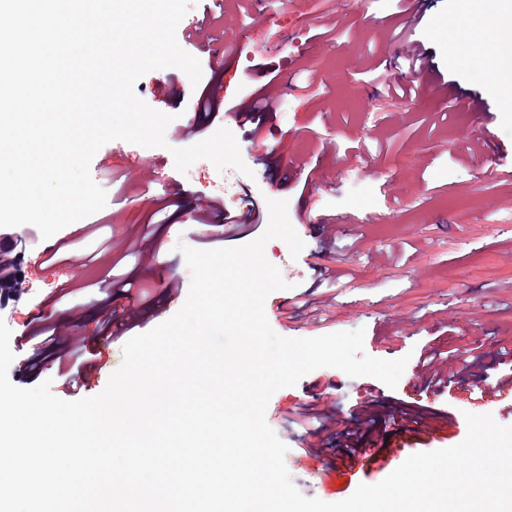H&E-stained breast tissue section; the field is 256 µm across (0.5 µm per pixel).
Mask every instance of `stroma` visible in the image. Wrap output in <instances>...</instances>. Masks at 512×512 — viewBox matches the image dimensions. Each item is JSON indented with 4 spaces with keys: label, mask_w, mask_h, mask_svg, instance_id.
<instances>
[{
    "label": "stroma",
    "mask_w": 512,
    "mask_h": 512,
    "mask_svg": "<svg viewBox=\"0 0 512 512\" xmlns=\"http://www.w3.org/2000/svg\"><path fill=\"white\" fill-rule=\"evenodd\" d=\"M422 2L420 20L411 23L391 0H197L182 23L204 21L210 44L186 51L210 61L201 80L213 82L216 110L196 111L201 90L180 69L155 70L135 83L141 100L172 115L167 144L104 145L91 175L106 192L105 207L47 243L12 249L28 291L0 306L15 355L11 382L31 388L47 380L56 389L65 380L54 366L39 375L21 369L35 349L22 338L23 326L39 314L52 326L70 323L72 335L92 343L102 371L88 393H101L126 343L108 336L104 323L121 321L127 300L117 287L100 290L98 281L136 279L152 267L147 316L133 332L173 316L184 301L170 298L167 278L185 289L191 281L180 246L236 247L265 231L249 224L228 234L217 221L193 220V207L217 197V182L227 180L235 195L225 212L250 200L287 201L304 242L296 256L280 239L264 248L289 284L264 306L277 334L312 338L361 328L365 354L409 359L393 389L324 367L271 396L266 421L273 430L321 443L302 423L314 405L334 407L341 428L353 432L348 442L327 438L317 457L288 449L285 464L303 496L339 502L387 477L370 463L348 469V447L379 454L422 422L450 418L455 428L425 449L450 448L464 440L468 412L512 425V399L484 408L469 399L468 382L436 386L415 361L426 350L456 349L477 358L475 373L487 385L512 379V364L500 357L512 351V80L493 67L469 69L474 18L460 14L457 0ZM452 26L461 34L453 50ZM412 45L428 66L417 76L403 66ZM412 80L416 96L391 94V86ZM269 83L281 95L255 135L234 106ZM460 92L486 112L487 135L499 144L491 161L473 141L471 114L455 101ZM185 125L200 126L205 138L229 129L249 174L207 160L180 173L172 151L192 146ZM154 168L163 169V180L146 178Z\"/></svg>",
    "instance_id": "obj_1"
}]
</instances>
